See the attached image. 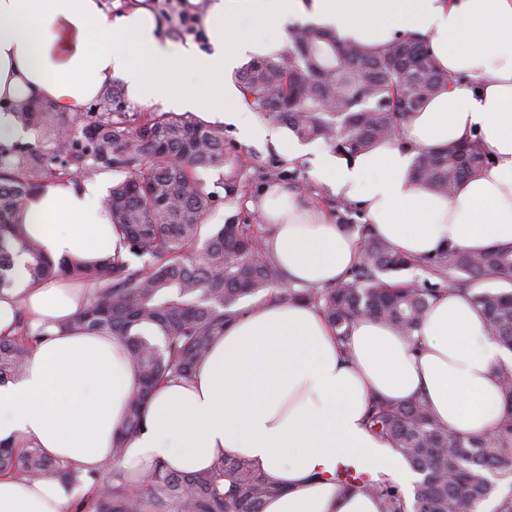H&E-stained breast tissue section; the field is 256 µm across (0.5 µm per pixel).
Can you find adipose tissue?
<instances>
[{
    "mask_svg": "<svg viewBox=\"0 0 512 512\" xmlns=\"http://www.w3.org/2000/svg\"><path fill=\"white\" fill-rule=\"evenodd\" d=\"M291 18L372 51L399 35L426 37L450 84L409 115L401 139L349 157L309 155L287 128L260 123L225 79L247 55L277 54ZM205 23L208 53L164 38L145 6L114 15L103 0H0V144L23 134L16 104L47 102L74 115L117 79L137 105L202 108L243 141L269 140L292 162L309 158L317 179L411 259L512 243V0H211ZM268 24L277 35H260ZM473 138L491 155L488 166L450 195L419 185V150ZM102 196L97 178L41 188L25 231L56 261L113 256L122 243ZM257 206L285 281L334 284L356 262L354 237L288 188L268 186ZM28 282L18 269L16 288L0 295V334L20 309L54 334L0 385V439L37 445L85 473L121 439L119 468L129 475L145 477L161 461L200 472L230 455L280 487L262 512H379L375 498L338 493L328 479L352 465L402 486L413 481L404 459L365 426L372 398L420 400L437 423L467 436L495 429L505 414L497 367L512 365V353L487 335L470 295L451 291L432 304L418 351L381 322L357 320L341 344L318 308L252 301L190 379L155 389L144 424L126 437L138 381L127 349L109 336L55 331L82 311L86 289ZM69 501L53 478L0 477V512H67Z\"/></svg>",
    "mask_w": 512,
    "mask_h": 512,
    "instance_id": "1",
    "label": "adipose tissue"
}]
</instances>
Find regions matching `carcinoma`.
<instances>
[{
	"label": "carcinoma",
	"mask_w": 512,
	"mask_h": 512,
	"mask_svg": "<svg viewBox=\"0 0 512 512\" xmlns=\"http://www.w3.org/2000/svg\"><path fill=\"white\" fill-rule=\"evenodd\" d=\"M237 80L245 102L261 116L301 140H320L340 155H355L399 137L409 114L447 86L448 75L423 38H397L369 52L329 29L309 26L290 34L281 55L249 63ZM15 119L39 132L40 143L0 147V295L13 287L21 255L34 284L62 276L92 285L81 314L58 326L110 335L129 350L139 381L127 405L126 436L143 425L157 385L192 376L224 327L244 313L245 297L315 305L341 343L354 320H383L417 349L425 314L444 288L427 279L390 277L419 265L449 280L451 289L471 294L489 336L512 353V244L479 252L450 247L417 263L371 225L353 223L356 205L338 200V224L357 235L360 260L334 286L296 287L283 281L275 255L264 247L268 233L249 218L232 216L216 228L207 224L219 193L207 190L203 173L239 158L224 140V129L189 112L146 113L130 121L116 88L86 114L34 103L20 105ZM487 163L481 142L472 139L421 151L413 172L430 190L450 195ZM24 168H43L57 181L118 174L102 211L141 264L120 255L94 265L53 263L24 231L30 192ZM219 186L228 203L244 197L232 176ZM47 336L19 313L15 333L0 335V383L18 375ZM498 372L507 414L496 430L480 436L442 427L418 400H371L370 431L421 476L412 500L383 475L373 479L338 468L331 480L342 492L371 495L380 512H479L490 499L496 501L493 512H512V368L503 365ZM123 452L120 440L112 463L105 464L112 469L105 482L96 471L80 478L35 445L18 448L0 440V474L51 477L65 487L89 484L72 512H262L264 501L280 492L244 458L226 456L212 470L188 474L159 462L148 476L134 479L116 468Z\"/></svg>",
	"instance_id": "carcinoma-1"
}]
</instances>
